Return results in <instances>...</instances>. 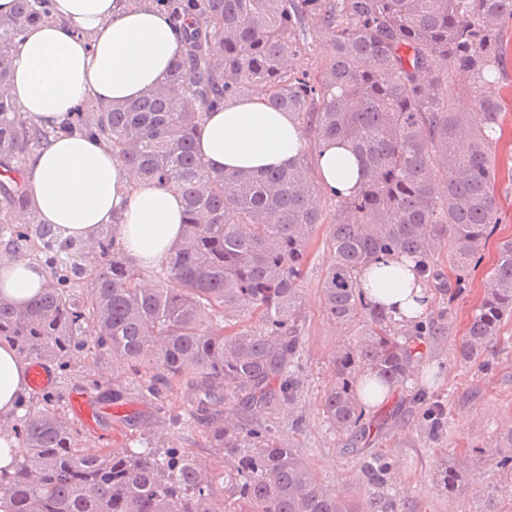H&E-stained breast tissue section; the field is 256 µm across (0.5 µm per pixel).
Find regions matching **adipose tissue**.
I'll return each mask as SVG.
<instances>
[{
  "mask_svg": "<svg viewBox=\"0 0 512 512\" xmlns=\"http://www.w3.org/2000/svg\"><path fill=\"white\" fill-rule=\"evenodd\" d=\"M52 20L28 27L13 51L10 81L1 88L36 128L60 124L80 102L109 106L139 97L166 78L181 37L163 12L143 0H53ZM197 147L212 168L228 173L294 164L307 149L301 125L268 107L264 97L232 98L205 113ZM314 174L339 197L361 186V162L352 147L323 142ZM25 180L30 209L19 224L36 220L63 239L90 244L115 225L134 261L161 264L180 243L184 203L180 193L136 177L103 139L62 136L32 153ZM48 274L27 258L0 260V298L22 307L42 290ZM362 296L394 322L409 326L426 316L432 292L414 260L375 258L360 274ZM25 360L0 342V468L12 462L11 423L29 395Z\"/></svg>",
  "mask_w": 512,
  "mask_h": 512,
  "instance_id": "ef3b65f1",
  "label": "adipose tissue"
}]
</instances>
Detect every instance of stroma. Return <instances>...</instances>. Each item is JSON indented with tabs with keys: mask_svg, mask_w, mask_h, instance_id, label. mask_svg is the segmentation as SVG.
<instances>
[{
	"mask_svg": "<svg viewBox=\"0 0 512 512\" xmlns=\"http://www.w3.org/2000/svg\"><path fill=\"white\" fill-rule=\"evenodd\" d=\"M495 88L505 112L503 134L496 149L497 222L480 248L482 260L468 286L446 293L434 291L429 315L444 316L445 330L437 338L426 339L422 362L412 380L394 387L385 402L369 409V416L381 419L382 426L372 430L363 451L349 452L347 438L329 427L321 410L332 359L338 347L352 341L356 333L355 328L336 324L322 299L336 211L332 200L326 203L327 218L316 230L300 282L303 344L299 362L303 388L297 405L291 409L274 403L245 412L230 399L221 408V421L268 427L281 447L294 449L324 484L352 500L367 496L360 466L365 454L373 452L386 454L393 465L390 484L395 512H469L474 492H490L500 482V473L489 456L481 462L468 491L460 496L448 495L437 479L446 463L470 458L472 449L494 447L502 429L512 426V319L504 323L487 352L492 370L458 357L486 276L495 265L498 247L512 239V59L497 72ZM69 364L66 377L52 379L47 391L61 392V399L49 405L68 423L80 447L121 452L136 440L147 438L161 449H187L211 465L216 474L213 496L223 499L222 475L232 463L220 449L210 446L205 436L208 418L191 414V386L176 384L164 390L161 397L149 396L128 386V375L113 365L111 352L92 348L72 352ZM121 386L126 393L120 406L103 398V391ZM420 389L445 411V427L438 435H429L423 426L424 407L414 400ZM76 392L85 393L97 407L94 428H87L71 413L69 398ZM297 418L302 424L296 428L292 422Z\"/></svg>",
	"mask_w": 512,
	"mask_h": 512,
	"instance_id": "stroma-1",
	"label": "stroma"
}]
</instances>
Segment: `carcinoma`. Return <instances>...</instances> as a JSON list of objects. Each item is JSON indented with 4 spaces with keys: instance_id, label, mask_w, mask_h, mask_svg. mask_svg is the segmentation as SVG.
Segmentation results:
<instances>
[{
    "instance_id": "cac0c4a2",
    "label": "carcinoma",
    "mask_w": 512,
    "mask_h": 512,
    "mask_svg": "<svg viewBox=\"0 0 512 512\" xmlns=\"http://www.w3.org/2000/svg\"><path fill=\"white\" fill-rule=\"evenodd\" d=\"M183 39L165 81L129 103L83 102L68 121L47 130L20 118L0 93V237L12 250L38 246L50 270L25 308L0 299V341L28 359L64 369L73 350L92 346L129 364L131 381L159 394L175 382L195 389L196 412L228 398L246 411L274 401L294 404L302 346L300 281L307 251L326 211L308 180V164L226 174L197 154L202 116L230 97L263 95L313 129L317 141L351 144L365 179L336 200L333 259L322 283L336 323L359 325L358 338L333 358L322 413L354 446L370 435L359 395L406 382L422 352L418 337L435 322L391 332L389 318L363 303L360 270L382 253L417 261L444 281L435 258L448 253L456 284L466 281L496 223L495 148L502 109L495 94L472 119L450 104L448 67L475 79L506 62L501 30L512 24V0H152ZM52 0H17L0 19V86L8 82L12 47L27 25L51 18ZM334 40L332 58L314 76L296 71L310 40ZM86 132L112 145L137 176L173 188L185 201L182 242L141 287V269L115 236L101 232L97 250L64 241L43 225L20 228L12 214L31 205L16 178L34 147L57 134ZM444 182L443 194L436 193ZM104 263H99V260ZM249 301L255 325H224ZM512 317V240L499 246L459 351L481 360ZM426 428L444 426L440 407L424 410ZM12 472H0V512H391L390 463L377 453L361 467L369 489L364 510L319 481L266 427L216 424L213 448L237 460L224 475L218 506L212 478L181 448L148 441L124 452L78 448L68 424L49 408H28L14 428ZM512 504V428L494 446ZM471 462L445 468L452 495L469 484ZM471 512H504L499 492Z\"/></svg>"
}]
</instances>
